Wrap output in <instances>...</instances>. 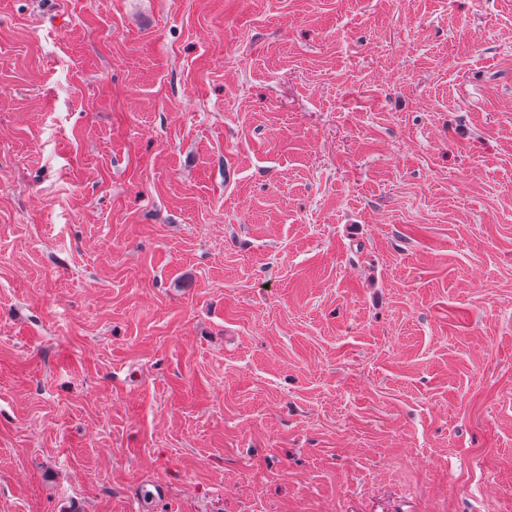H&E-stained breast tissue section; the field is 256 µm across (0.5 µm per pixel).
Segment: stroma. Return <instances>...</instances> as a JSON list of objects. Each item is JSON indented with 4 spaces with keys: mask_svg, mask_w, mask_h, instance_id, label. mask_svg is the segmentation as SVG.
I'll return each mask as SVG.
<instances>
[{
    "mask_svg": "<svg viewBox=\"0 0 512 512\" xmlns=\"http://www.w3.org/2000/svg\"><path fill=\"white\" fill-rule=\"evenodd\" d=\"M0 512H512V0H0Z\"/></svg>",
    "mask_w": 512,
    "mask_h": 512,
    "instance_id": "35a3bbf8",
    "label": "stroma"
}]
</instances>
